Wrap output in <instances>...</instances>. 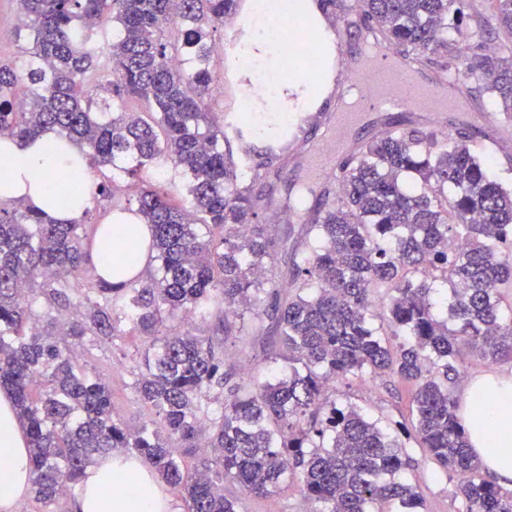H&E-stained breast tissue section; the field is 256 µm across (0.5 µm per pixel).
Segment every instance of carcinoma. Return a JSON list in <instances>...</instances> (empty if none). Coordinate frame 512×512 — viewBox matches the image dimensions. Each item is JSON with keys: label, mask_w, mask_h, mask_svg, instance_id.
Wrapping results in <instances>:
<instances>
[{"label": "carcinoma", "mask_w": 512, "mask_h": 512, "mask_svg": "<svg viewBox=\"0 0 512 512\" xmlns=\"http://www.w3.org/2000/svg\"><path fill=\"white\" fill-rule=\"evenodd\" d=\"M26 61L0 63V136L47 132L75 146L112 200V222L152 227L145 273L98 271L85 244L120 249L86 205L78 223L0 201V390L28 439L31 493L41 512L74 494L85 469L121 448L178 489L187 512H238L227 481L265 497L298 485L311 512H419L421 493L398 474L399 438L348 404L329 382L367 375L412 387L414 431L451 477L464 512H512V492L476 479L452 389L462 353L512 360V188L462 131L390 130L346 162L338 199L322 200L302 233L316 247L293 263L288 296L258 279L275 241L248 224L262 197L224 150L209 98V27L238 0H17ZM460 0H358L367 33L445 74L463 66L471 96L512 119V0H492L493 52L460 55ZM151 168L188 181L177 200ZM119 281L112 282V277ZM450 290L449 317L434 285ZM45 306L33 308L36 289ZM383 299L376 306V297ZM178 313L196 332L165 333ZM272 333L284 374L235 379L220 333L245 318ZM269 327H264V323ZM134 331L150 341L132 382L156 418L132 431L112 412V387L77 362L74 347ZM399 338L391 347L386 333ZM196 462L189 468L183 454Z\"/></svg>", "instance_id": "1"}]
</instances>
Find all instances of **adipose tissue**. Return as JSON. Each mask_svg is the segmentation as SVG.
Returning <instances> with one entry per match:
<instances>
[{"instance_id":"adipose-tissue-1","label":"adipose tissue","mask_w":512,"mask_h":512,"mask_svg":"<svg viewBox=\"0 0 512 512\" xmlns=\"http://www.w3.org/2000/svg\"><path fill=\"white\" fill-rule=\"evenodd\" d=\"M77 154L59 147L51 134L33 140L0 139V200L19 201L47 209L56 221L81 219L79 206L47 208L50 192L66 190L63 181ZM458 418L470 451L490 481L512 487V369L470 376L458 389ZM0 512H16L31 491L27 442L9 396L0 391ZM131 484L133 494H115L111 485ZM71 512H173L151 472L139 460L113 455L86 469L71 502Z\"/></svg>"}]
</instances>
